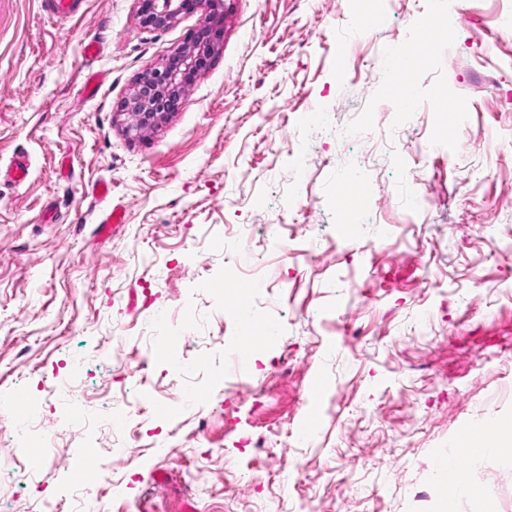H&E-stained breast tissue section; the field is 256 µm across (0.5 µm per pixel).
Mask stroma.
Returning a JSON list of instances; mask_svg holds the SVG:
<instances>
[{
  "label": "stroma",
  "instance_id": "stroma-1",
  "mask_svg": "<svg viewBox=\"0 0 512 512\" xmlns=\"http://www.w3.org/2000/svg\"><path fill=\"white\" fill-rule=\"evenodd\" d=\"M457 2L387 0L362 32L356 0H224L219 56L179 112L134 138L119 103L200 12L155 30L136 0H84L62 22L41 0H0V165L31 163L24 183L0 180V391L35 396L55 435L20 447L0 408V512H437L429 475L456 433L512 417V0H477L423 56L413 112L380 72ZM91 37L104 48L90 65ZM444 85L466 115L458 142L440 129ZM315 111L331 129L307 125ZM344 123L361 137L338 143ZM101 181L107 196H91ZM350 181L367 184L354 212L336 196ZM421 193L435 205L417 214L408 201ZM115 207L122 223L99 233ZM228 290L251 293L278 330L239 370ZM158 316L196 372L172 375L151 351ZM120 334L132 372L117 383ZM75 356L85 373L73 382ZM68 385L83 424L58 397ZM184 387L200 395L186 411L172 400ZM116 398L136 468L109 449ZM92 449L107 477H132L127 499L74 480ZM467 473L512 512V465Z\"/></svg>",
  "mask_w": 512,
  "mask_h": 512
}]
</instances>
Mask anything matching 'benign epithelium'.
<instances>
[{"label": "benign epithelium", "instance_id": "obj_1", "mask_svg": "<svg viewBox=\"0 0 512 512\" xmlns=\"http://www.w3.org/2000/svg\"><path fill=\"white\" fill-rule=\"evenodd\" d=\"M143 24L155 30L169 28L181 15L206 8L200 25L159 67L135 81L118 106L127 116V131L140 137L154 129L185 102L187 93L221 49L224 0H138Z\"/></svg>", "mask_w": 512, "mask_h": 512}]
</instances>
